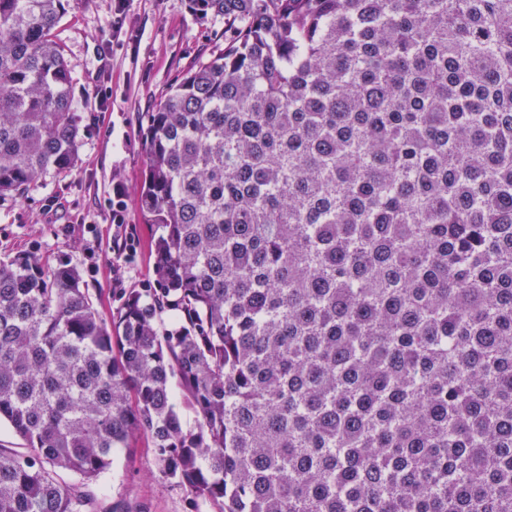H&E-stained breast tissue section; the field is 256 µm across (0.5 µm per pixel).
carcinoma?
Segmentation results:
<instances>
[{
    "instance_id": "1",
    "label": "carcinoma",
    "mask_w": 512,
    "mask_h": 512,
    "mask_svg": "<svg viewBox=\"0 0 512 512\" xmlns=\"http://www.w3.org/2000/svg\"><path fill=\"white\" fill-rule=\"evenodd\" d=\"M191 3L233 37L145 116L155 287L0 263V512L139 432L195 508L512 512V0ZM73 4L0 0V198L77 164Z\"/></svg>"
}]
</instances>
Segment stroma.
<instances>
[{
    "instance_id": "35a3bbf8",
    "label": "stroma",
    "mask_w": 512,
    "mask_h": 512,
    "mask_svg": "<svg viewBox=\"0 0 512 512\" xmlns=\"http://www.w3.org/2000/svg\"><path fill=\"white\" fill-rule=\"evenodd\" d=\"M124 5L126 30L107 58L94 47L112 32ZM81 115L79 160L21 195L0 198V262L30 253L81 270L103 319H111L120 289L153 287L155 225L143 223L137 188L147 168L143 116L203 55L224 45V21L203 17L190 0H76L56 28ZM105 88V102L95 91ZM124 188V223L105 205L114 184ZM97 512H215L192 508L187 493L158 472L151 437L136 434L128 452L85 487Z\"/></svg>"
}]
</instances>
